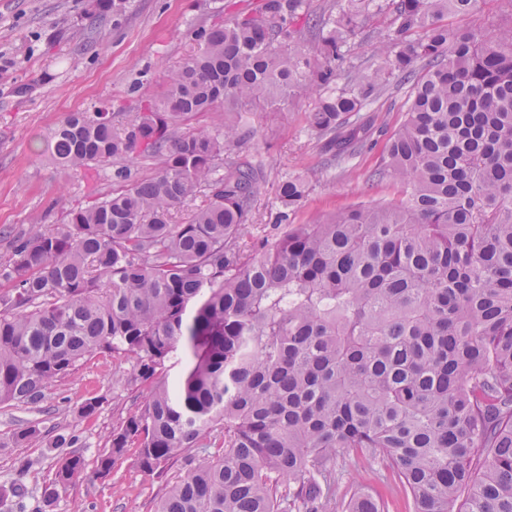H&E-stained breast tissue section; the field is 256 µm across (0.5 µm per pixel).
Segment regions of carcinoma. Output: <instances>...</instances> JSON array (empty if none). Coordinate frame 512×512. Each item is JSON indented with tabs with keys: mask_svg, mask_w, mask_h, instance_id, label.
I'll list each match as a JSON object with an SVG mask.
<instances>
[{
	"mask_svg": "<svg viewBox=\"0 0 512 512\" xmlns=\"http://www.w3.org/2000/svg\"><path fill=\"white\" fill-rule=\"evenodd\" d=\"M480 2L398 0L365 72L351 40L381 0H338L307 48L290 46L307 0H264L194 30L192 54L128 123L71 114L47 143L61 166H159L138 179L118 167L112 194L13 237L0 403H39L93 354L131 358L148 396L94 472L131 448L159 478L182 459L155 512H336L351 450L395 472L414 512H512V24L440 23ZM412 28L421 39H405ZM394 81L412 85L407 118L375 176L401 197L244 241L261 169L228 154L248 107L321 91L306 124L339 160L359 148L353 118ZM308 191L282 180L283 215ZM213 434L222 451L207 455ZM87 468L63 458L45 502ZM347 510L380 512L364 495Z\"/></svg>",
	"mask_w": 512,
	"mask_h": 512,
	"instance_id": "obj_1",
	"label": "carcinoma"
}]
</instances>
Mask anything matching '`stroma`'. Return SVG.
<instances>
[{
	"label": "stroma",
	"mask_w": 512,
	"mask_h": 512,
	"mask_svg": "<svg viewBox=\"0 0 512 512\" xmlns=\"http://www.w3.org/2000/svg\"><path fill=\"white\" fill-rule=\"evenodd\" d=\"M262 0H128L113 12L111 0H0V234L31 225L64 223L69 209L87 206L111 193L114 165L75 172L58 165L47 149L51 129L71 113L105 107L123 120L141 98L158 94L167 74L193 49L192 33L225 16L254 12ZM450 28L512 23L507 0H482L477 14L448 15ZM409 84L391 86L364 110L369 125L362 150L344 162L331 160L309 133L305 114L314 99L270 102L250 110L249 130L231 160H254L265 174L264 190L251 216L252 236L281 232L277 185L297 174L310 192L289 216L293 224H313L361 203H386L399 188L373 176L386 141L406 119ZM147 387L136 380L126 356L97 354L75 373L53 382L36 406L0 404V488L20 484L22 502L0 512H154L157 502L183 473L173 461L163 477L142 472L133 457L119 460L103 479L87 478L52 504L43 488L59 458L75 452L95 460L110 432L126 414L143 405ZM101 397L90 419L77 408ZM36 430L25 445L15 431ZM78 435L75 448L52 447L53 437ZM340 494L365 493L382 512H412L413 503L398 476L365 457L345 473Z\"/></svg>",
	"instance_id": "1"
}]
</instances>
